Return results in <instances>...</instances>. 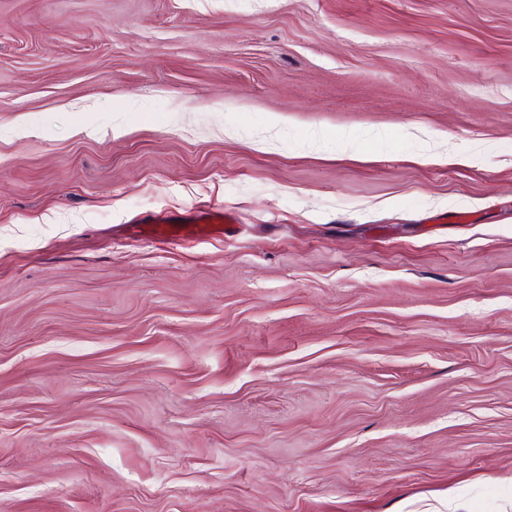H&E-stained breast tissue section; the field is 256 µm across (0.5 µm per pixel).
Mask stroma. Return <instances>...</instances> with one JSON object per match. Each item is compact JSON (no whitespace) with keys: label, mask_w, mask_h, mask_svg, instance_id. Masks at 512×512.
<instances>
[{"label":"stroma","mask_w":512,"mask_h":512,"mask_svg":"<svg viewBox=\"0 0 512 512\" xmlns=\"http://www.w3.org/2000/svg\"><path fill=\"white\" fill-rule=\"evenodd\" d=\"M0 512H512V0H0ZM224 218L231 222L224 208H214L196 217V224H183L178 218H161L144 220L135 226V234L143 239H194L205 240L209 238L224 237Z\"/></svg>","instance_id":"stroma-1"}]
</instances>
